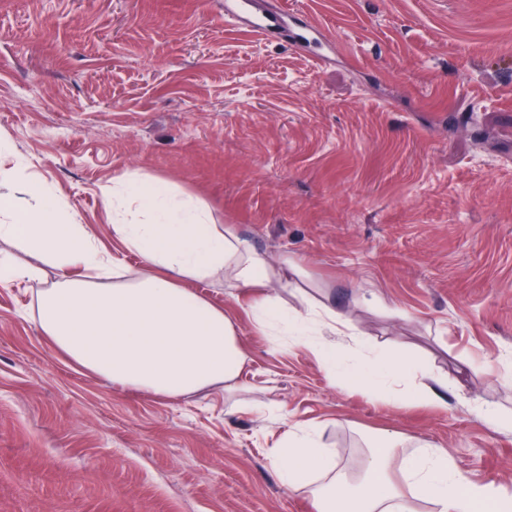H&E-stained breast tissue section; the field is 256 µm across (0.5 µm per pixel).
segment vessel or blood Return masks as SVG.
Wrapping results in <instances>:
<instances>
[{
  "instance_id": "1",
  "label": "vessel or blood",
  "mask_w": 512,
  "mask_h": 512,
  "mask_svg": "<svg viewBox=\"0 0 512 512\" xmlns=\"http://www.w3.org/2000/svg\"><path fill=\"white\" fill-rule=\"evenodd\" d=\"M225 10L228 21L245 20L252 34L273 37L297 48L318 42V30L307 18L291 20L283 14L257 12L252 8V0H226Z\"/></svg>"
}]
</instances>
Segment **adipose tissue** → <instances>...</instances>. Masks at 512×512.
Returning a JSON list of instances; mask_svg holds the SVG:
<instances>
[{
  "mask_svg": "<svg viewBox=\"0 0 512 512\" xmlns=\"http://www.w3.org/2000/svg\"><path fill=\"white\" fill-rule=\"evenodd\" d=\"M29 194L24 204L0 192V240L28 257L21 267L0 259V288L39 278L48 266L60 271L39 299L41 332L55 350L114 387L165 399L218 386L240 390L247 352L234 317L183 286L220 276L226 288L249 296L261 330L287 324L342 386L396 400L400 384L408 382L414 400L444 405L447 378L426 368L414 371L362 339L354 353L340 349L332 337L345 316L332 302L292 309L283 300L282 291L292 286L286 274L291 261H271L167 183L145 179L105 191L119 217L114 235L141 259L135 268L104 252L85 225L68 220L48 186L34 184ZM109 275L111 287H102L101 278ZM277 460L288 486L308 490L313 512H413L414 490L437 512H512L511 496L468 484L447 450L388 431L370 447L354 484L332 464L319 435L302 423L291 426Z\"/></svg>",
  "mask_w": 512,
  "mask_h": 512,
  "instance_id": "adipose-tissue-1",
  "label": "adipose tissue"
}]
</instances>
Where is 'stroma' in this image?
Wrapping results in <instances>:
<instances>
[{
    "label": "stroma",
    "instance_id": "1",
    "mask_svg": "<svg viewBox=\"0 0 512 512\" xmlns=\"http://www.w3.org/2000/svg\"><path fill=\"white\" fill-rule=\"evenodd\" d=\"M335 51L261 38L224 0H0V168L57 199L109 254L102 190L160 178L268 256L348 331L448 378L447 407L334 385L308 346L230 312L243 393L165 400L62 358L33 316L58 280L0 288V512H312L276 463L290 425L354 467L375 432L448 450L512 495V0H259Z\"/></svg>",
    "mask_w": 512,
    "mask_h": 512
}]
</instances>
